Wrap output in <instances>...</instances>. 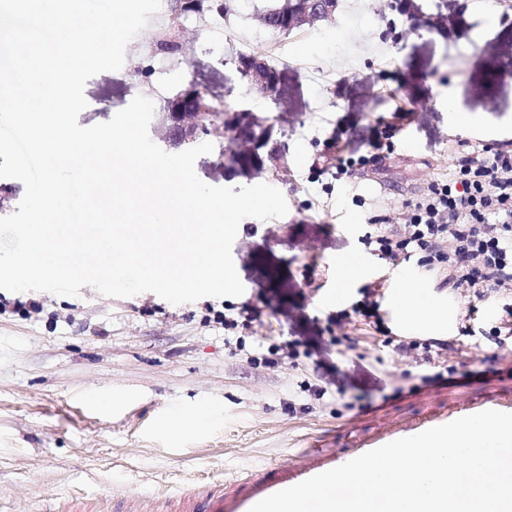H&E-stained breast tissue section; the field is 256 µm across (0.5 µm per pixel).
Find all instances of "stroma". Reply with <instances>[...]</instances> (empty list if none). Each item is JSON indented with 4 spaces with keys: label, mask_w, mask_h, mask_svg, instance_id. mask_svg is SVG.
I'll return each instance as SVG.
<instances>
[{
    "label": "stroma",
    "mask_w": 512,
    "mask_h": 512,
    "mask_svg": "<svg viewBox=\"0 0 512 512\" xmlns=\"http://www.w3.org/2000/svg\"><path fill=\"white\" fill-rule=\"evenodd\" d=\"M343 2L328 19L282 34L260 22L269 0H227L223 20L187 24L180 51L160 65L165 6L128 44L120 70L88 80L78 118L85 127L109 121L139 95L154 99L162 118L192 81L242 112L241 133L255 143L250 159L223 163L214 135L213 152L196 160L195 171L212 186L267 183L284 195V217L239 226L232 256L245 292L233 303L258 307L257 338L299 342L307 355L294 364L260 343V365L233 356L223 325L210 319L224 308L218 298L173 305L150 292L114 299L87 286L76 297L0 290V512H46L51 489L170 491L229 479L315 446L342 454L468 405L512 402V337L490 334L512 294L476 300L469 335L450 326L448 350L428 360L397 355L357 321L337 341L329 316L350 308L379 275L392 282L396 274L371 260L342 305L326 304L337 257L363 253L359 232L375 224L376 212L333 193L331 175L313 167L334 154L335 133L368 157L390 142L373 182L356 191L397 206L447 174L449 140L479 147L512 140V5ZM489 10L498 24L486 30ZM245 43L277 69L281 96L258 92L241 75L237 52ZM451 98L480 124L456 126ZM411 102L417 113L397 119L395 106ZM274 149L290 160L276 175ZM31 300L39 313L15 312L16 302ZM450 368L452 381L423 385L422 376ZM306 383L326 387L325 397L304 392ZM203 404L212 410L203 433L162 430L169 415L189 417Z\"/></svg>",
    "instance_id": "35a3bbf8"
}]
</instances>
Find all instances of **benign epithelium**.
<instances>
[{
  "mask_svg": "<svg viewBox=\"0 0 512 512\" xmlns=\"http://www.w3.org/2000/svg\"><path fill=\"white\" fill-rule=\"evenodd\" d=\"M224 0H172L174 18L180 20L179 28H185V19H197L214 11L223 10ZM336 8L335 0H297V10L292 16L296 20L316 11L318 16H330ZM242 75L251 85L267 86L273 93L277 83L274 72L265 59L252 55ZM236 113H214L211 100L206 93L193 83L181 89L168 103L164 117L166 132L163 142L168 148H178L202 135H209L224 128H231Z\"/></svg>",
  "mask_w": 512,
  "mask_h": 512,
  "instance_id": "benign-epithelium-1",
  "label": "benign epithelium"
}]
</instances>
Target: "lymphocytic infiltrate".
<instances>
[{"label":"lymphocytic infiltrate","instance_id":"lymphocytic-infiltrate-1","mask_svg":"<svg viewBox=\"0 0 512 512\" xmlns=\"http://www.w3.org/2000/svg\"><path fill=\"white\" fill-rule=\"evenodd\" d=\"M448 152L457 164L447 178L429 180L417 199L391 209L359 195L352 201L389 212L383 227L360 238L383 268L417 261L424 273L463 297L459 323L465 333L474 299L512 293V142L478 148L452 139ZM382 288L377 282L361 289L351 311L337 312V323L355 315L376 332H385Z\"/></svg>","mask_w":512,"mask_h":512}]
</instances>
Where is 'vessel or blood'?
<instances>
[{"label": "vessel or blood", "mask_w": 512, "mask_h": 512, "mask_svg": "<svg viewBox=\"0 0 512 512\" xmlns=\"http://www.w3.org/2000/svg\"><path fill=\"white\" fill-rule=\"evenodd\" d=\"M359 449L339 455L314 450L316 464L299 461L273 467H256L246 478H231L219 483H200L173 492L66 498L51 495V512H249L261 499L294 486L319 473L359 456Z\"/></svg>", "instance_id": "obj_1"}]
</instances>
